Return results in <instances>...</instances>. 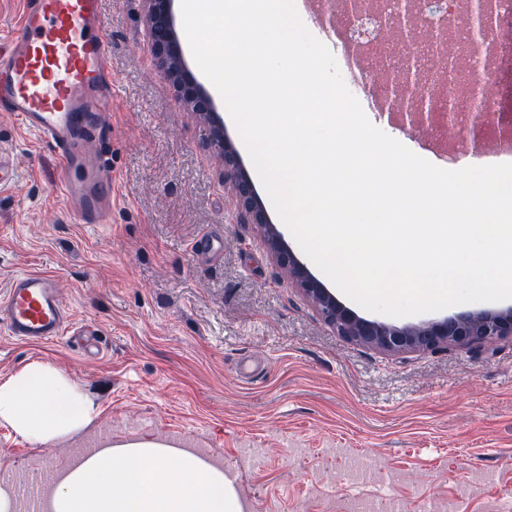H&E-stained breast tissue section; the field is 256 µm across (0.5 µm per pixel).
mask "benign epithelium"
<instances>
[{"label":"benign epithelium","instance_id":"1","mask_svg":"<svg viewBox=\"0 0 512 512\" xmlns=\"http://www.w3.org/2000/svg\"><path fill=\"white\" fill-rule=\"evenodd\" d=\"M146 37L164 79L176 88L180 105L194 111L207 132L208 148L224 165V186L235 199L246 224L264 229L266 247L303 295L318 309L326 323L354 342L374 346L390 353L438 351L451 344H483L505 336L512 337V310H477L450 315L442 320L399 326L364 318L340 302L314 277L288 249L281 233L271 224L258 199L254 185L240 162L232 141L224 133V121L206 88L188 69L183 46L175 33L172 0H145ZM418 20L416 0H394L385 34L404 42L413 41ZM431 53L444 58L448 54V31L434 29L427 40ZM423 59L407 54L399 70L388 80L391 108L403 121L424 129L434 124V94L422 77Z\"/></svg>","mask_w":512,"mask_h":512}]
</instances>
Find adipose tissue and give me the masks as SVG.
<instances>
[{"label": "adipose tissue", "instance_id": "1", "mask_svg": "<svg viewBox=\"0 0 512 512\" xmlns=\"http://www.w3.org/2000/svg\"><path fill=\"white\" fill-rule=\"evenodd\" d=\"M94 413L77 383L32 361L0 382V425L41 445L84 429ZM38 512H244L233 481L167 441L101 440L51 479Z\"/></svg>", "mask_w": 512, "mask_h": 512}]
</instances>
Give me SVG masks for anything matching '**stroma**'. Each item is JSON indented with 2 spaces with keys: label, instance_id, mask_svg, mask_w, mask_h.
Here are the masks:
<instances>
[{
  "label": "stroma",
  "instance_id": "obj_1",
  "mask_svg": "<svg viewBox=\"0 0 512 512\" xmlns=\"http://www.w3.org/2000/svg\"><path fill=\"white\" fill-rule=\"evenodd\" d=\"M100 22L115 81L92 150L115 178L106 223H82L54 151L0 112V295L17 273L55 275L101 342L89 354L0 326V381L45 362L95 409L49 445L0 425V482L66 470L101 439L176 440L224 468L246 512H512V337L394 354L339 336L241 221L158 70L144 0H105Z\"/></svg>",
  "mask_w": 512,
  "mask_h": 512
}]
</instances>
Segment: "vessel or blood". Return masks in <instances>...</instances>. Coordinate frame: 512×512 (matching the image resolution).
Returning <instances> with one entry per match:
<instances>
[{"mask_svg":"<svg viewBox=\"0 0 512 512\" xmlns=\"http://www.w3.org/2000/svg\"><path fill=\"white\" fill-rule=\"evenodd\" d=\"M102 10L103 0H23L0 51V110L53 149L56 189L88 224L111 210L114 192L111 167L90 161L92 145L110 130L112 105ZM0 323L30 343H78L94 334L91 324L72 320L55 276L36 271L13 278L0 297Z\"/></svg>","mask_w":512,"mask_h":512,"instance_id":"obj_1","label":"vessel or blood"}]
</instances>
